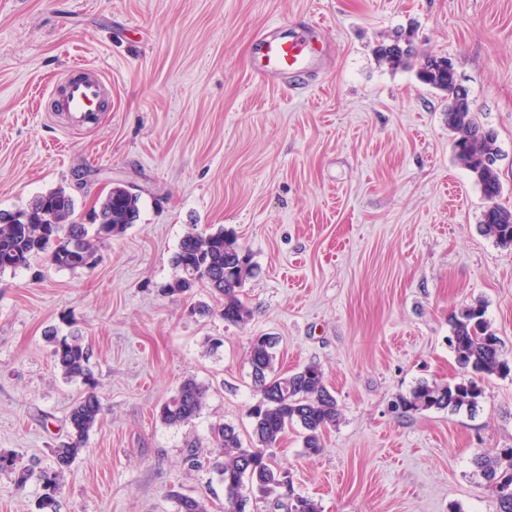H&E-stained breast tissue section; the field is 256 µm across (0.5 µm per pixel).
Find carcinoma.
Masks as SVG:
<instances>
[{
    "label": "carcinoma",
    "mask_w": 512,
    "mask_h": 512,
    "mask_svg": "<svg viewBox=\"0 0 512 512\" xmlns=\"http://www.w3.org/2000/svg\"><path fill=\"white\" fill-rule=\"evenodd\" d=\"M378 57L391 68L411 66L414 52L410 41L396 39L377 49ZM418 80L443 92L450 105L448 127L456 133L454 151L471 173L487 200L480 224L482 232L502 245H512V210L497 203L502 192L496 162L497 135L480 126L473 117L468 90L459 82L448 58L428 56L419 64ZM140 195L123 184H115L100 202L96 221L85 224L76 218V203L63 187L35 196L17 210L21 219L14 224L0 222V274L28 268L37 257L59 270L77 271L92 266L97 249L123 235L140 218ZM173 279L161 288L166 295H182L203 285L223 299L221 316L234 325H244L251 311L244 301V286L257 272L249 250L236 235L222 227L209 232L189 230L172 257ZM51 356L68 380H79L87 390L68 416V440L52 450L50 468L34 473L22 465L16 453H0V470L17 475V486L24 489L36 478L41 489L40 512H56L57 496L66 471L83 451L90 432L103 415L96 381L90 367L91 353L80 337L52 335ZM449 347L462 371V378L444 385L420 383L407 395H400L394 409L403 414L448 409L474 411L483 394L482 383L491 376H507L512 364L502 352L501 340L491 329L481 304L467 306L451 321ZM273 344L268 336H255L250 342L249 364L253 386L259 395L249 409L252 436L244 444L236 429L224 423L211 427L218 448L213 468L224 484V512H247L241 504V491L248 500H272L279 507L281 486L288 485L287 512H321L314 499L294 492L288 472L272 465L267 450L276 447L282 436L298 427L307 453L322 448L324 433L339 416L336 397L324 381L322 370L307 365L291 374L275 368ZM208 388L193 377L185 378L174 395L159 408V418L167 426L180 427L197 418L207 403ZM477 474L493 490L496 512H512V454H478L473 460ZM170 498L177 512H207L200 498L173 491Z\"/></svg>",
    "instance_id": "obj_1"
}]
</instances>
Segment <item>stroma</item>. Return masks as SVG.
I'll use <instances>...</instances> for the list:
<instances>
[{
  "instance_id": "35a3bbf8",
  "label": "stroma",
  "mask_w": 512,
  "mask_h": 512,
  "mask_svg": "<svg viewBox=\"0 0 512 512\" xmlns=\"http://www.w3.org/2000/svg\"><path fill=\"white\" fill-rule=\"evenodd\" d=\"M311 22L316 80L253 77L259 32ZM398 35L453 61L497 134L512 208V0H0V210L62 186L84 220L114 183L140 196L92 268L0 274V452L49 466L85 391L55 367L47 331L92 351L105 411L56 512H176L174 490L224 512L223 483L186 457L213 453L218 422L248 439L255 336L274 338L282 371L318 365L340 410L319 453L292 430L272 449L295 493L322 512H496L472 460L512 448V374L486 381L472 412L390 408L419 382L459 379L448 336L465 306H484L512 360V247L480 230L487 202L455 157L448 98L379 62ZM73 61L110 86L74 132L51 95ZM220 226L258 266L242 327L207 288L162 292L184 234ZM188 376L207 404L167 426L158 408ZM39 493L0 471V512H37Z\"/></svg>"
}]
</instances>
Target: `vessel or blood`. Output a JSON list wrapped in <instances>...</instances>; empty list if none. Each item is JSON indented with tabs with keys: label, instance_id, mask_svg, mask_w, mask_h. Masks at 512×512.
I'll return each mask as SVG.
<instances>
[{
	"label": "vessel or blood",
	"instance_id": "1",
	"mask_svg": "<svg viewBox=\"0 0 512 512\" xmlns=\"http://www.w3.org/2000/svg\"><path fill=\"white\" fill-rule=\"evenodd\" d=\"M319 52L312 36H288L274 27L255 36L248 65L256 79L285 86L311 74ZM73 69V76L58 84L53 93L56 111L66 113L71 127L78 129L87 125L92 112L98 111L108 85L94 67L77 63Z\"/></svg>",
	"mask_w": 512,
	"mask_h": 512
}]
</instances>
